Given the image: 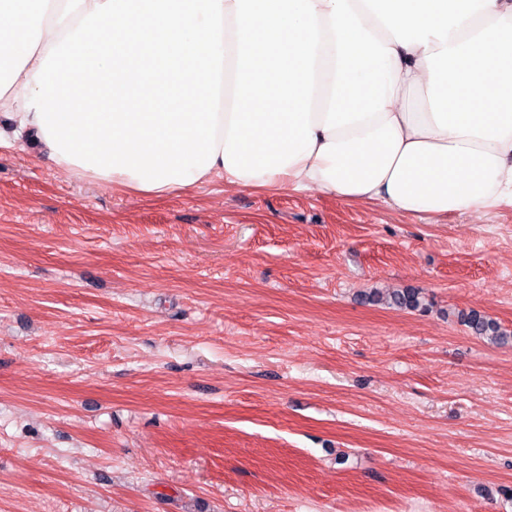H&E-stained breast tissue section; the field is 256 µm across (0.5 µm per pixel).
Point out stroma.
I'll return each instance as SVG.
<instances>
[{
  "instance_id": "1",
  "label": "stroma",
  "mask_w": 512,
  "mask_h": 512,
  "mask_svg": "<svg viewBox=\"0 0 512 512\" xmlns=\"http://www.w3.org/2000/svg\"><path fill=\"white\" fill-rule=\"evenodd\" d=\"M416 288L425 313L361 302ZM512 207L164 199L0 148V512H512ZM463 323L474 336L487 338L496 343H505L512 340V331L502 326L481 313L472 311L463 317Z\"/></svg>"
}]
</instances>
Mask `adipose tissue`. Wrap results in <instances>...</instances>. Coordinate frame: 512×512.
<instances>
[{
  "mask_svg": "<svg viewBox=\"0 0 512 512\" xmlns=\"http://www.w3.org/2000/svg\"><path fill=\"white\" fill-rule=\"evenodd\" d=\"M364 28L391 48L394 94L385 109L401 140L382 182L344 193L322 177L329 162L307 157L258 178L228 173L216 161L195 183L223 177L233 188L314 190L335 200L379 203L399 214L445 217L512 206V0H348ZM96 0H0V147L45 145L24 95L34 73ZM217 148L232 114L237 41L224 25ZM334 46L318 50L311 111L317 145L364 135L363 122L325 130L335 73Z\"/></svg>",
  "mask_w": 512,
  "mask_h": 512,
  "instance_id": "adipose-tissue-1",
  "label": "adipose tissue"
}]
</instances>
